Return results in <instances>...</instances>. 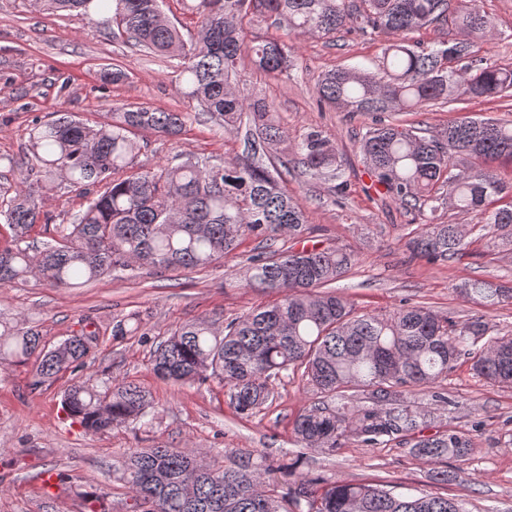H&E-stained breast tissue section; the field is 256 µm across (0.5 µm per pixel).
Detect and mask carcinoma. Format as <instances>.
<instances>
[{
    "label": "carcinoma",
    "instance_id": "obj_1",
    "mask_svg": "<svg viewBox=\"0 0 512 512\" xmlns=\"http://www.w3.org/2000/svg\"><path fill=\"white\" fill-rule=\"evenodd\" d=\"M198 19L184 38L161 9V0H35L48 15H81L95 29L155 56L176 61V90L228 132L243 133L240 156L222 165L191 157L127 174L140 147L134 130L179 133L186 113L148 106L112 113L90 125L76 116L39 122L29 133L25 172L11 196L0 197V217L14 231V245L0 249V287L36 277L55 288L119 277L148 268H206L254 236L266 251L251 258L242 285L278 298L221 324L204 316L185 323L154 350V372L176 382L217 378L237 413L250 416L273 398L270 380L299 368L315 400L293 423L303 448L334 451L350 441L365 447L393 442L433 465L431 476L448 481V459L464 460L473 448L467 433L437 422L435 408L408 404L404 394L438 390L461 361L486 380L512 384V332L490 334L486 312L512 303V288L481 278L461 286L464 298L484 313L456 323L434 310L405 303L392 313L359 314L353 302L329 288L355 265L346 247L306 244L307 218L279 185L278 167L293 161L303 173L341 178L339 147L319 131L289 145L275 165L272 147L289 141L262 98L240 97L231 76L241 58L258 71L282 75L293 66L291 49L276 39H248L250 15L284 24L303 35L333 37L345 29L389 34L377 69L345 68L318 81V102L343 112L375 115L360 139V151L378 186L420 215L446 204L478 216L480 229L512 236V205L489 208L508 193L491 164L512 163V120L448 122L439 130L415 131L382 117L413 112L431 103L494 99L512 92V67L479 55L478 41L493 27L480 0L461 8L451 0H182ZM448 26L455 37L433 46L408 35ZM470 161L456 170L455 160ZM61 182L92 193L68 224H58L41 249L21 246L41 222L42 201ZM299 244L278 250L279 237ZM461 224L431 218L408 233L411 253L430 261L463 257L469 242ZM38 333L19 317L0 316V364L22 363L39 347ZM89 347L74 334L39 354L33 385L82 365ZM62 405L85 432L101 434L137 422L152 407L151 396L132 381H110L98 390L76 382ZM269 473L249 454L228 464L206 461L157 446L131 453L121 479L133 493L132 512H468L457 498L412 495L375 484L298 477L279 495ZM150 501L151 509L142 508Z\"/></svg>",
    "mask_w": 512,
    "mask_h": 512
}]
</instances>
